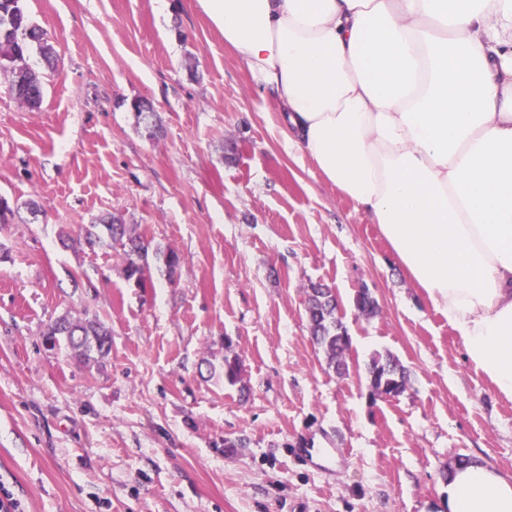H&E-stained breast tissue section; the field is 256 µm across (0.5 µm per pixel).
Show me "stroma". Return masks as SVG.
<instances>
[{"label": "stroma", "instance_id": "35a3bbf8", "mask_svg": "<svg viewBox=\"0 0 512 512\" xmlns=\"http://www.w3.org/2000/svg\"><path fill=\"white\" fill-rule=\"evenodd\" d=\"M47 31L43 101L0 76V488L20 512H443V473L512 478V399L475 372L382 237L281 134L282 119L198 0H25ZM150 101L158 131L131 108ZM114 215L178 252L135 288L117 251L61 233ZM351 337L336 373L307 288ZM368 287L379 312L352 303ZM112 331L100 364L46 350L63 314ZM242 380H224V355ZM391 353L406 390L371 400ZM305 440L331 468L300 463Z\"/></svg>", "mask_w": 512, "mask_h": 512}]
</instances>
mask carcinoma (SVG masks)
Segmentation results:
<instances>
[{
  "label": "carcinoma",
  "instance_id": "carcinoma-1",
  "mask_svg": "<svg viewBox=\"0 0 512 512\" xmlns=\"http://www.w3.org/2000/svg\"><path fill=\"white\" fill-rule=\"evenodd\" d=\"M50 61L56 52L47 33L33 24L25 11L24 0H0V76L7 79L14 95L30 110L40 108L43 99L39 75L28 65L27 58L33 51ZM33 76L27 84L17 82V73ZM131 107L137 121L156 129L154 112L141 100ZM79 235L90 247L118 245L122 249L123 274L135 287L146 290L152 287L149 257L162 262L168 274L180 266L179 254L171 248L151 245L128 224L115 216L103 217L95 224H81ZM359 315L369 318L378 313V304L369 289L360 288L353 299ZM306 313L313 341L327 355L329 364L340 373L346 368L345 354L350 337L337 315L336 296L332 289L322 284L309 287ZM43 342L51 343V349L65 348L81 363L99 362L110 350L111 331L96 319L74 318L68 314L55 319L43 332ZM241 362L238 356H224V380L230 384L240 381ZM367 374L372 396H398L406 389L408 375L405 367L390 353L372 356Z\"/></svg>",
  "mask_w": 512,
  "mask_h": 512
}]
</instances>
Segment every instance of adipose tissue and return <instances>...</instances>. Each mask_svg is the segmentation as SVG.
Instances as JSON below:
<instances>
[{"instance_id": "obj_1", "label": "adipose tissue", "mask_w": 512, "mask_h": 512, "mask_svg": "<svg viewBox=\"0 0 512 512\" xmlns=\"http://www.w3.org/2000/svg\"><path fill=\"white\" fill-rule=\"evenodd\" d=\"M284 133L512 398V0H199ZM448 512H512L473 460Z\"/></svg>"}]
</instances>
